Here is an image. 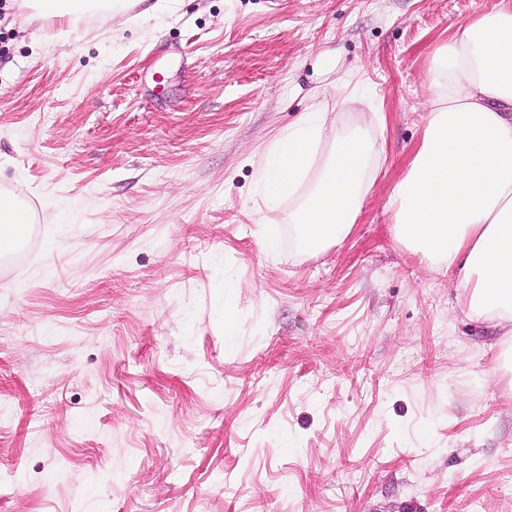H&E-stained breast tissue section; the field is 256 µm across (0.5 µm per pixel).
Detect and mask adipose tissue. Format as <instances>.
Wrapping results in <instances>:
<instances>
[{
  "label": "adipose tissue",
  "mask_w": 512,
  "mask_h": 512,
  "mask_svg": "<svg viewBox=\"0 0 512 512\" xmlns=\"http://www.w3.org/2000/svg\"><path fill=\"white\" fill-rule=\"evenodd\" d=\"M423 85L422 143L392 196L398 237L456 275L473 317L512 328V0L457 26ZM326 136L322 174L288 217L310 254L340 244L356 224L383 160L376 131L306 113L256 172L261 200L275 208L295 195ZM29 223L28 211L1 194V257Z\"/></svg>",
  "instance_id": "1"
}]
</instances>
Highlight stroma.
Returning a JSON list of instances; mask_svg holds the SVG:
<instances>
[{
    "label": "stroma",
    "mask_w": 512,
    "mask_h": 512,
    "mask_svg": "<svg viewBox=\"0 0 512 512\" xmlns=\"http://www.w3.org/2000/svg\"><path fill=\"white\" fill-rule=\"evenodd\" d=\"M497 2L0 0V189L34 217L0 262V512H512V341L391 204L435 49ZM341 79L386 160L309 255L255 172ZM22 4L32 7L35 15L45 20L67 19L72 22L84 12L83 8L77 6L67 8L62 0L23 1Z\"/></svg>",
    "instance_id": "obj_1"
}]
</instances>
